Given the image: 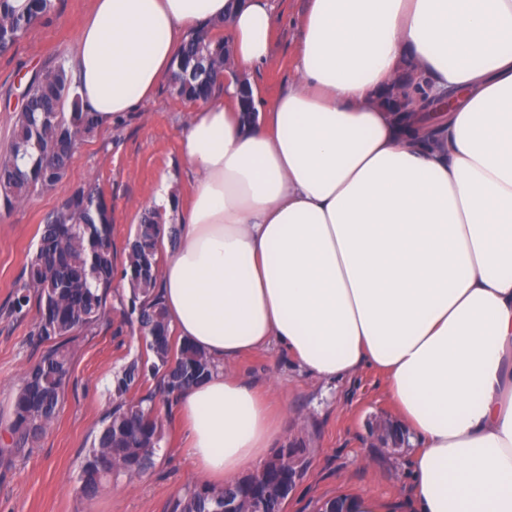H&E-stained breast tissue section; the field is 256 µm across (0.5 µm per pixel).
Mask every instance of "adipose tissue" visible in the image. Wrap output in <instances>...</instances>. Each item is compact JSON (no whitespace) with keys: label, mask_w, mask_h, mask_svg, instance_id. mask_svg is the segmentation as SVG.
Returning a JSON list of instances; mask_svg holds the SVG:
<instances>
[{"label":"adipose tissue","mask_w":512,"mask_h":512,"mask_svg":"<svg viewBox=\"0 0 512 512\" xmlns=\"http://www.w3.org/2000/svg\"><path fill=\"white\" fill-rule=\"evenodd\" d=\"M227 22L238 72L269 0H94L74 61L102 123L153 97L188 32ZM295 75L253 114L194 111L196 180L161 268L172 329L218 365L174 405L196 472L260 468L287 433L230 366L279 347L308 374L369 367L415 452L414 512H512V0H308ZM449 112H397L399 75Z\"/></svg>","instance_id":"adipose-tissue-1"}]
</instances>
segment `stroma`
<instances>
[{
	"label": "stroma",
	"instance_id": "obj_1",
	"mask_svg": "<svg viewBox=\"0 0 512 512\" xmlns=\"http://www.w3.org/2000/svg\"><path fill=\"white\" fill-rule=\"evenodd\" d=\"M93 0H55L52 13L36 23L9 51L0 53V154L9 148L20 87L56 59L73 60L77 34ZM273 47L266 64L248 76L261 98L272 100L293 77L298 23L307 0H272ZM192 116L160 83L136 109L100 126L76 149L66 177L55 188L35 190L11 212L0 213V427L11 417L12 398L44 345L31 331L39 314L7 313L13 287L39 241L46 215L74 189L94 181L112 203L116 259L132 237L162 178L186 205L195 179L180 154V137ZM112 310L95 335L84 337L74 356L70 380L57 415L38 443L0 459V512H171L173 499L199 480L187 453L175 411L156 403L165 438L144 478H118L93 498H77L81 461L112 405L114 371L140 354L131 328H120ZM233 368L246 382L276 385V402L288 412L286 448L310 451L311 467L289 496L284 512H313L334 497L370 494L410 512L407 487L414 448L381 445L372 429L397 416L383 378L370 369L326 383L304 372L284 351L273 348L238 359Z\"/></svg>",
	"mask_w": 512,
	"mask_h": 512
}]
</instances>
